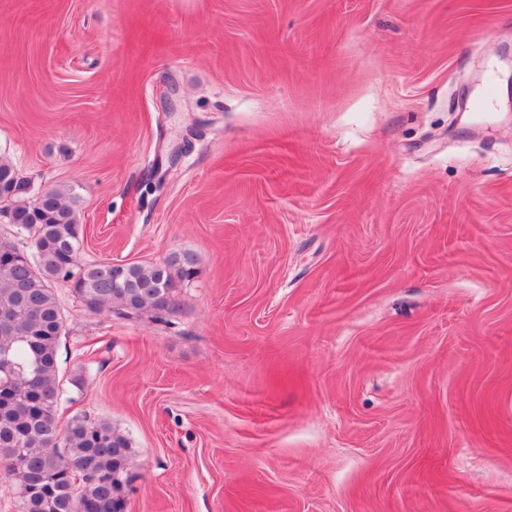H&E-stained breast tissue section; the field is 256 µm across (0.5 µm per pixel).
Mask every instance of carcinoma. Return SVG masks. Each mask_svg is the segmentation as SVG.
Listing matches in <instances>:
<instances>
[{"label":"carcinoma","instance_id":"carcinoma-1","mask_svg":"<svg viewBox=\"0 0 512 512\" xmlns=\"http://www.w3.org/2000/svg\"><path fill=\"white\" fill-rule=\"evenodd\" d=\"M28 183L0 157V224L30 240L0 237V468L15 485L18 512H117L132 462L130 439L108 420L61 424L65 399L58 350L65 320L55 285L67 284L94 314L125 317L175 308L176 279L195 274L184 253L149 265L79 259L77 199L64 187L28 197Z\"/></svg>","mask_w":512,"mask_h":512}]
</instances>
